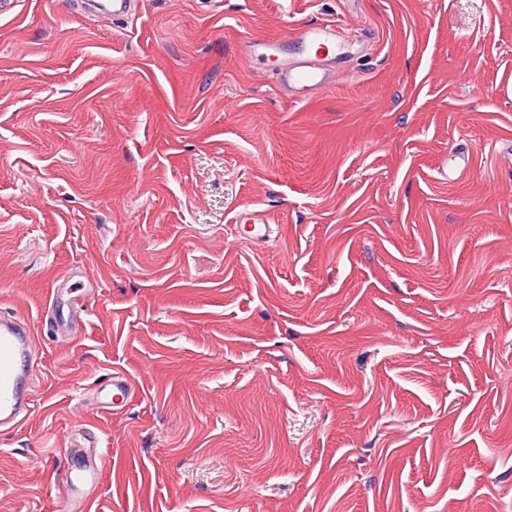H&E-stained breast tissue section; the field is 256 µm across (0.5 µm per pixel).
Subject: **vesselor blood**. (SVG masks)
Wrapping results in <instances>:
<instances>
[{
	"label": "vessel or blood",
	"instance_id": "1",
	"mask_svg": "<svg viewBox=\"0 0 512 512\" xmlns=\"http://www.w3.org/2000/svg\"><path fill=\"white\" fill-rule=\"evenodd\" d=\"M142 0H83L81 9L88 15H102L112 21L135 19ZM373 37L351 34L332 22L306 21L291 27L278 38L244 37L242 57L249 63H271L279 93L303 102L333 86L336 75L357 55L359 48L372 47ZM234 222L243 238L269 240L273 229L260 211H240ZM101 293L93 280H82L77 269H69L55 278L42 322L52 337L61 343L74 340L85 324L84 314ZM42 339L33 323L24 316L0 312V433L19 428L35 406L41 385ZM138 394L133 379L115 371L101 378L92 399L103 408H122ZM75 435L83 436L95 455L81 452L79 443L68 450L56 502V512H92L89 492L103 479V455L95 433L83 424H75ZM83 441V442H84Z\"/></svg>",
	"mask_w": 512,
	"mask_h": 512
}]
</instances>
